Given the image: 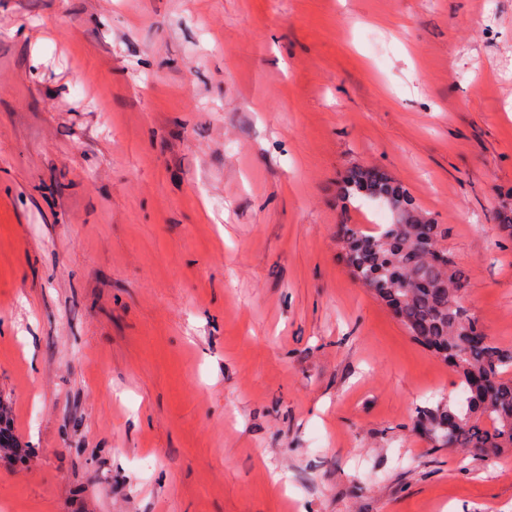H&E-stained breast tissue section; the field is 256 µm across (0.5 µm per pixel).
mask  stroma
I'll return each instance as SVG.
<instances>
[{
	"label": "stroma",
	"instance_id": "obj_1",
	"mask_svg": "<svg viewBox=\"0 0 512 512\" xmlns=\"http://www.w3.org/2000/svg\"><path fill=\"white\" fill-rule=\"evenodd\" d=\"M381 168L512 348V0H0V512H512L354 280Z\"/></svg>",
	"mask_w": 512,
	"mask_h": 512
}]
</instances>
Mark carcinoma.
Masks as SVG:
<instances>
[{
  "label": "carcinoma",
  "mask_w": 512,
  "mask_h": 512,
  "mask_svg": "<svg viewBox=\"0 0 512 512\" xmlns=\"http://www.w3.org/2000/svg\"><path fill=\"white\" fill-rule=\"evenodd\" d=\"M345 199L365 197L386 206L391 224L371 232L341 226L352 276L383 301L413 340L434 350L457 373L460 399L419 407L412 424L435 448H470L496 458L512 448V348L468 344L482 330L463 302L466 284L439 241L435 223L406 189L384 170L355 165L341 177Z\"/></svg>",
  "instance_id": "obj_1"
}]
</instances>
